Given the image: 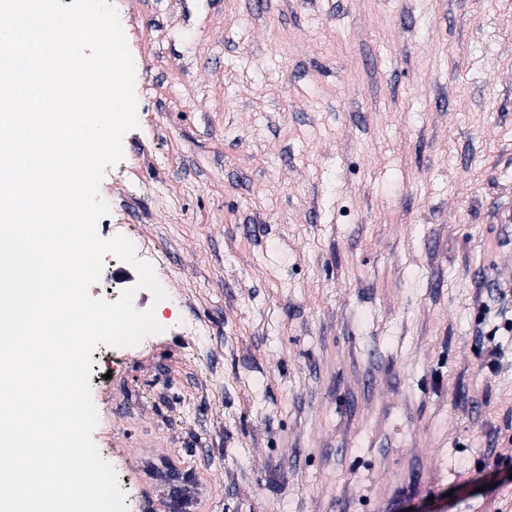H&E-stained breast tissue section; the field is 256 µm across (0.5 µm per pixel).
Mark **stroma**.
I'll return each instance as SVG.
<instances>
[{
	"mask_svg": "<svg viewBox=\"0 0 512 512\" xmlns=\"http://www.w3.org/2000/svg\"><path fill=\"white\" fill-rule=\"evenodd\" d=\"M97 223L160 332L92 354L127 512H512V0H110ZM498 348L500 364H486ZM496 471L478 491L481 468Z\"/></svg>",
	"mask_w": 512,
	"mask_h": 512,
	"instance_id": "stroma-1",
	"label": "stroma"
}]
</instances>
